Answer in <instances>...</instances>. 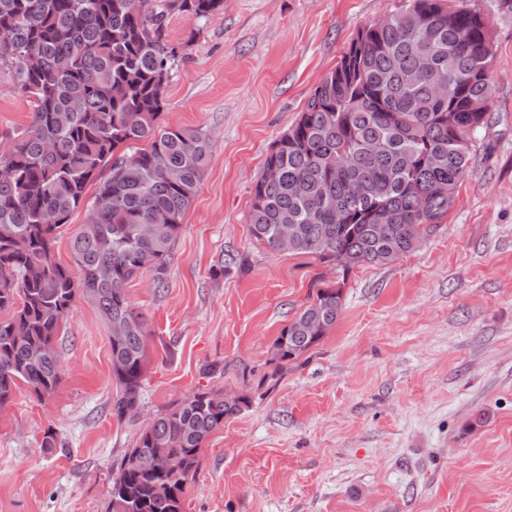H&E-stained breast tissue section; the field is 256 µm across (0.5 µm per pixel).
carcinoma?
<instances>
[{"label": "carcinoma", "instance_id": "obj_1", "mask_svg": "<svg viewBox=\"0 0 512 512\" xmlns=\"http://www.w3.org/2000/svg\"><path fill=\"white\" fill-rule=\"evenodd\" d=\"M386 21L357 34L274 142L252 189L251 236L276 250L293 226L291 253L323 262L344 256L346 275L388 265L415 249L455 204L473 173L472 141L494 95L490 19H512V0H401ZM224 0H0V64L31 99L29 126L0 144V408L24 384L37 398L61 382L55 336L81 294L105 322L117 392L112 416L139 412L148 325L126 285L166 274L182 218L212 155L199 128L161 123L180 50L164 37L168 17L194 22ZM301 182L298 197L292 186ZM96 187L93 197L87 196ZM88 222L71 243L79 271L54 243L77 208ZM383 225L375 237L370 228ZM151 225L156 234L142 237ZM155 257L154 267L142 265ZM343 308L341 285L319 288L270 350L275 378L328 335ZM250 405L243 394L196 393L159 414L123 457L109 512H183L187 484L211 433ZM157 463L138 465L139 457Z\"/></svg>", "mask_w": 512, "mask_h": 512}]
</instances>
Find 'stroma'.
<instances>
[{"mask_svg": "<svg viewBox=\"0 0 512 512\" xmlns=\"http://www.w3.org/2000/svg\"><path fill=\"white\" fill-rule=\"evenodd\" d=\"M400 0H224L209 21L180 14L183 58L163 124L205 130L212 156L157 289L127 294L149 324L137 417L112 415L108 328L77 298L55 337L59 387H19L0 410V512H108L125 452L170 404L245 391L251 405L213 432L184 512H512V21L493 20L495 97L474 172L419 248L341 276L249 233L251 191L272 144L357 32ZM0 66V141L30 102ZM228 266L219 274V266ZM343 285L321 343L262 382L269 349L316 289ZM226 364L224 375L206 365ZM254 367L241 383L233 367ZM57 447H43L46 433Z\"/></svg>", "mask_w": 512, "mask_h": 512, "instance_id": "1", "label": "stroma"}]
</instances>
